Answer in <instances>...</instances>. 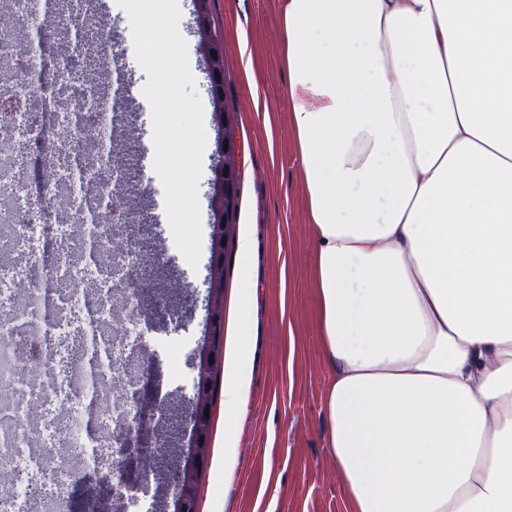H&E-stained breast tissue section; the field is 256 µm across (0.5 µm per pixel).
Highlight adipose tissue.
<instances>
[{
  "instance_id": "adipose-tissue-1",
  "label": "adipose tissue",
  "mask_w": 512,
  "mask_h": 512,
  "mask_svg": "<svg viewBox=\"0 0 512 512\" xmlns=\"http://www.w3.org/2000/svg\"><path fill=\"white\" fill-rule=\"evenodd\" d=\"M347 512H512V0H282Z\"/></svg>"
}]
</instances>
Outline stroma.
<instances>
[{
  "instance_id": "1",
  "label": "stroma",
  "mask_w": 512,
  "mask_h": 512,
  "mask_svg": "<svg viewBox=\"0 0 512 512\" xmlns=\"http://www.w3.org/2000/svg\"><path fill=\"white\" fill-rule=\"evenodd\" d=\"M189 66L202 102L206 146L198 198L202 246L190 267L175 245L163 195L153 168L151 107L143 94L147 75L138 64L132 31L116 0H90L87 11H66L63 23L34 31L50 56L81 54L94 59L109 81L84 69L63 75L73 92L58 105L53 132L26 134L24 164L36 181H55L66 170L57 163L61 133L77 121L84 93L108 97L115 108L110 148L117 162L99 177L124 194L136 217L127 225L122 250L129 280L138 288L136 327L147 342L191 337L174 354L158 351L130 378L129 391L143 424L136 433L105 442L99 461L87 466L76 448L57 460L64 478V512H124L126 491L148 484L144 512H174L167 491L175 461L193 449L194 386L180 387L177 375L197 376L201 348L219 343L218 385L229 364L241 361L248 380L241 412L224 421V397L210 408L205 458L196 480L197 512H346L326 446L322 396L328 375L318 333L312 283L314 247L299 178L297 145L288 119V74L281 56V0H178ZM205 9L209 38L198 32L197 11ZM224 56L223 106L232 116L239 147L238 207L234 239L224 250L223 318L214 326L211 223L216 144L224 129L214 120L209 47ZM256 241L241 257L237 236ZM260 283L250 344L236 334L239 284ZM122 459L114 469L112 455ZM232 478H225V468Z\"/></svg>"
}]
</instances>
